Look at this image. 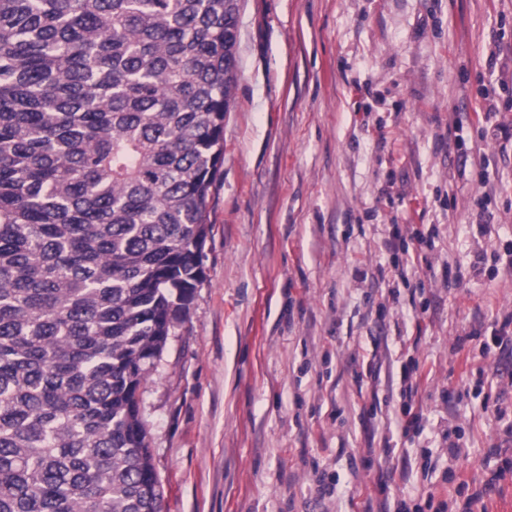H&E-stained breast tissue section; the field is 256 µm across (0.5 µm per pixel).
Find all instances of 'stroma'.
Listing matches in <instances>:
<instances>
[{"label":"stroma","instance_id":"obj_1","mask_svg":"<svg viewBox=\"0 0 512 512\" xmlns=\"http://www.w3.org/2000/svg\"><path fill=\"white\" fill-rule=\"evenodd\" d=\"M239 28L204 281L143 387L163 512H400L430 495L463 512L462 480L512 512V343L480 355L512 314V142L477 120L512 121V0H242ZM395 224L409 252L387 251ZM430 224L424 285L399 287ZM413 359L430 378L408 439ZM371 363L377 383L358 384ZM424 377L425 375L417 361L411 360L408 364L402 365L401 381L403 389L399 406V426L405 438H410L411 434H418L422 427V415L414 409L413 395L417 392L418 386Z\"/></svg>","mask_w":512,"mask_h":512}]
</instances>
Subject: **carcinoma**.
I'll return each mask as SVG.
<instances>
[{"label": "carcinoma", "mask_w": 512, "mask_h": 512, "mask_svg": "<svg viewBox=\"0 0 512 512\" xmlns=\"http://www.w3.org/2000/svg\"><path fill=\"white\" fill-rule=\"evenodd\" d=\"M240 0H0V512H162L138 392L204 278Z\"/></svg>", "instance_id": "carcinoma-1"}]
</instances>
